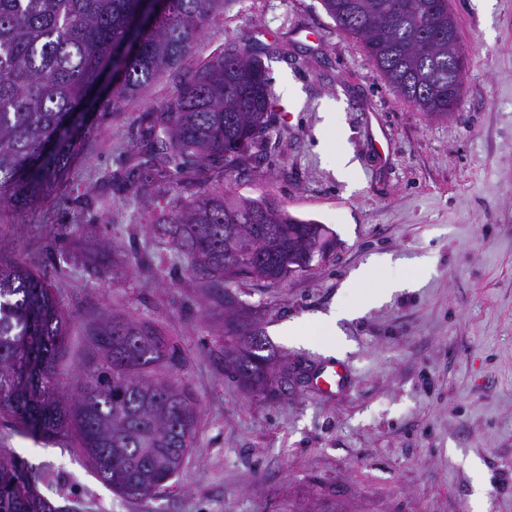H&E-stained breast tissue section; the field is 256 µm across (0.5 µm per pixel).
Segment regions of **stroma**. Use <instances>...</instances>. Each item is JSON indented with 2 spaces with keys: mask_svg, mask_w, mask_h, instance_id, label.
I'll return each mask as SVG.
<instances>
[{
  "mask_svg": "<svg viewBox=\"0 0 512 512\" xmlns=\"http://www.w3.org/2000/svg\"><path fill=\"white\" fill-rule=\"evenodd\" d=\"M448 5L466 56L448 117L405 102L320 0H224L180 70L100 119L51 199L0 207V258L44 274L72 315L63 386L82 374L89 325L117 313L176 342L179 377L199 401L179 475L143 501L114 493L73 444L23 435L0 412V448L43 471L37 491L60 512H471L477 466L487 512H512V0ZM232 44L259 52L276 122L259 164L216 189L275 197L337 247L313 270L220 291L153 230L163 200L144 206L108 179L185 73ZM328 112L340 122L327 131ZM376 255L391 267L356 283ZM423 258L415 288L342 322L349 377L319 392L310 373L325 357L279 327L362 304ZM242 312L268 340L271 368L291 369L284 393L225 374L224 323Z\"/></svg>",
  "mask_w": 512,
  "mask_h": 512,
  "instance_id": "35a3bbf8",
  "label": "stroma"
}]
</instances>
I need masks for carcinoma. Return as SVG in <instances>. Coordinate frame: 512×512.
<instances>
[{
  "mask_svg": "<svg viewBox=\"0 0 512 512\" xmlns=\"http://www.w3.org/2000/svg\"><path fill=\"white\" fill-rule=\"evenodd\" d=\"M220 0H0V205L41 206L66 179L99 117L122 110L191 54ZM357 38L387 83L419 111L448 116L461 95L448 42V0H320ZM275 120L270 77L245 48L213 55L156 111L129 149L121 184L147 205L173 192L154 230L213 286L286 278L310 222L265 197L209 189L258 157ZM71 315L48 281L0 261V412L31 437L72 439L96 475L129 499L155 496L192 447L198 403L177 373L178 345L150 322L108 314L90 332L86 370L71 396L57 361ZM237 317L226 323L224 370L244 388L281 386L267 343ZM37 476L0 451V512H58Z\"/></svg>",
  "mask_w": 512,
  "mask_h": 512,
  "instance_id": "cac0c4a2",
  "label": "carcinoma"
}]
</instances>
